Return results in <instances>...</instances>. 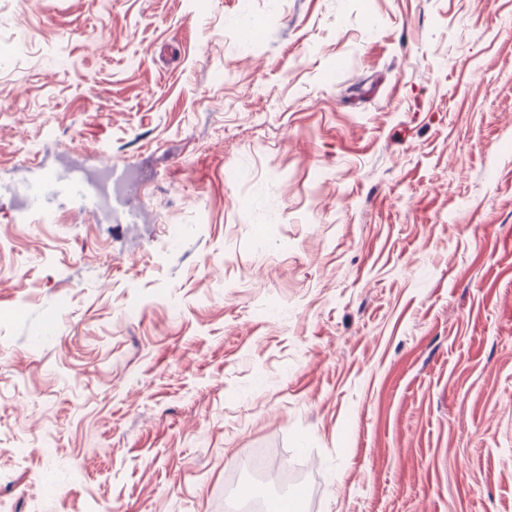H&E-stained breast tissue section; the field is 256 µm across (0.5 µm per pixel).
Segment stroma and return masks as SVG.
<instances>
[{"mask_svg":"<svg viewBox=\"0 0 512 512\" xmlns=\"http://www.w3.org/2000/svg\"><path fill=\"white\" fill-rule=\"evenodd\" d=\"M0 495L512 512V0H0ZM133 169L95 222L76 168Z\"/></svg>","mask_w":512,"mask_h":512,"instance_id":"stroma-1","label":"stroma"}]
</instances>
